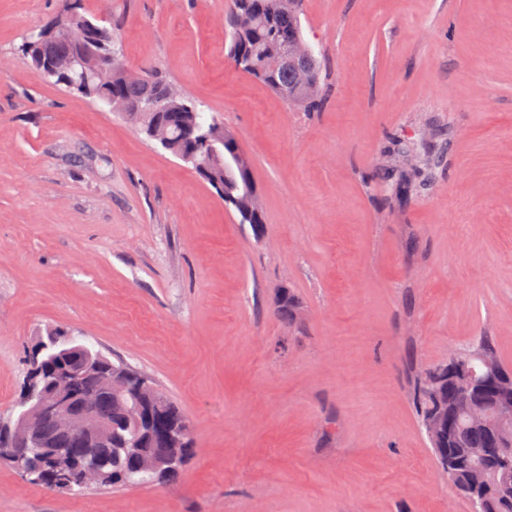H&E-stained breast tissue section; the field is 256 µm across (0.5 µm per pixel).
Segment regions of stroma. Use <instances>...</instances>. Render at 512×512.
Instances as JSON below:
<instances>
[{
    "label": "stroma",
    "mask_w": 512,
    "mask_h": 512,
    "mask_svg": "<svg viewBox=\"0 0 512 512\" xmlns=\"http://www.w3.org/2000/svg\"><path fill=\"white\" fill-rule=\"evenodd\" d=\"M226 4L82 6L112 18L129 69L235 133L263 241L121 114L22 63L60 0H0V417L57 326L153 378L193 439L160 485L62 493L0 464V512H470L410 381L484 332L512 368V0H305L315 112L229 64ZM434 127L432 185L386 184L390 137ZM300 308V303L294 292L290 288H281L276 300L275 313L283 320L293 322L297 320Z\"/></svg>",
    "instance_id": "35a3bbf8"
}]
</instances>
